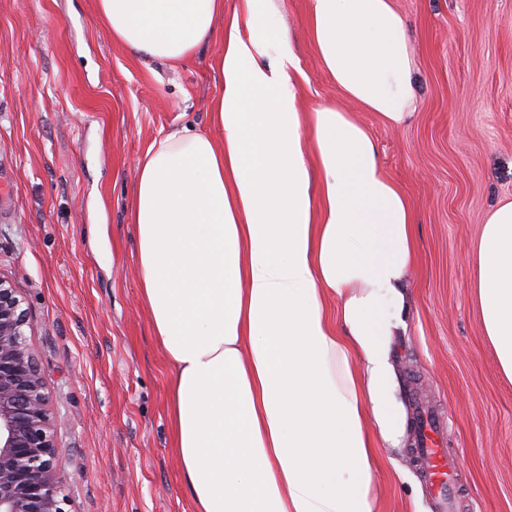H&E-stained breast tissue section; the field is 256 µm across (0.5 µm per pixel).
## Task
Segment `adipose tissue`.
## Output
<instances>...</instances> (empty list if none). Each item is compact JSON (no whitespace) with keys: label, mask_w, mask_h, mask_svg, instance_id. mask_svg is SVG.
Here are the masks:
<instances>
[{"label":"adipose tissue","mask_w":512,"mask_h":512,"mask_svg":"<svg viewBox=\"0 0 512 512\" xmlns=\"http://www.w3.org/2000/svg\"><path fill=\"white\" fill-rule=\"evenodd\" d=\"M97 9L149 59L224 46L219 137L183 126L154 142L130 203L195 512H378L374 451L405 435L393 344L417 219L373 136L345 110L300 111L295 56L267 60L277 0H239L229 18L224 0ZM307 30L348 101L406 121L413 58L393 0H309ZM475 259L481 327L512 381V200L489 212Z\"/></svg>","instance_id":"1"}]
</instances>
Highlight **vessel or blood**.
Listing matches in <instances>:
<instances>
[{
  "mask_svg": "<svg viewBox=\"0 0 512 512\" xmlns=\"http://www.w3.org/2000/svg\"><path fill=\"white\" fill-rule=\"evenodd\" d=\"M421 443L418 450L421 466L426 472L432 496L439 512H461L462 504L449 492L455 465L441 440L446 430L445 422L431 409L420 415Z\"/></svg>",
  "mask_w": 512,
  "mask_h": 512,
  "instance_id": "b4317fda",
  "label": "vessel or blood"
}]
</instances>
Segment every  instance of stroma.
<instances>
[{
	"label": "stroma",
	"mask_w": 512,
	"mask_h": 512,
	"mask_svg": "<svg viewBox=\"0 0 512 512\" xmlns=\"http://www.w3.org/2000/svg\"><path fill=\"white\" fill-rule=\"evenodd\" d=\"M413 54L415 109L397 128L355 111L416 216L409 329L395 344L407 419L449 417L469 512H512V382L484 336L475 248L512 199V0H395ZM302 111L346 100L308 37V0H278ZM212 41L172 65L113 42L97 0H0V275L55 396L68 512H194L171 447V370L140 294L130 216L137 159L181 126L217 135ZM107 227L106 240L90 227ZM407 429L377 449L380 512H433Z\"/></svg>",
	"instance_id": "35a3bbf8"
}]
</instances>
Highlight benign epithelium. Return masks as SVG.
I'll return each mask as SVG.
<instances>
[{
  "mask_svg": "<svg viewBox=\"0 0 512 512\" xmlns=\"http://www.w3.org/2000/svg\"><path fill=\"white\" fill-rule=\"evenodd\" d=\"M28 324L24 299L0 276V512H66L53 394Z\"/></svg>",
  "mask_w": 512,
  "mask_h": 512,
  "instance_id": "1",
  "label": "benign epithelium"
}]
</instances>
